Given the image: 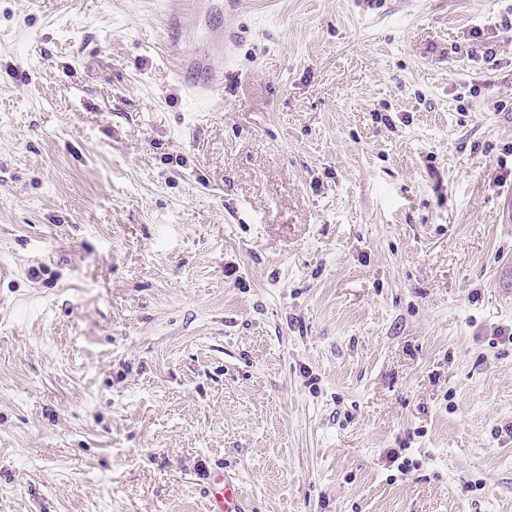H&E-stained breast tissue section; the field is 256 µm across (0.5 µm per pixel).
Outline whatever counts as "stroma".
<instances>
[{
    "label": "stroma",
    "instance_id": "obj_1",
    "mask_svg": "<svg viewBox=\"0 0 512 512\" xmlns=\"http://www.w3.org/2000/svg\"><path fill=\"white\" fill-rule=\"evenodd\" d=\"M160 2L0 0V512H512V0ZM199 2L176 0L169 3L167 11L161 19L163 48L170 56L175 57L179 64L176 68L179 81L185 82L184 71L195 69L200 77L193 80V87L201 96L220 93L224 89V55L219 53L205 57V61L191 59L182 49L181 35L183 30L200 27ZM207 480L208 512H252L239 484L224 470L210 472Z\"/></svg>",
    "mask_w": 512,
    "mask_h": 512
}]
</instances>
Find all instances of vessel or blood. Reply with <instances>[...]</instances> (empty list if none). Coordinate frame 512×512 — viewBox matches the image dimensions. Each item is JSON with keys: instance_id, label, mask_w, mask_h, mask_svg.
<instances>
[{"instance_id": "obj_1", "label": "vessel or blood", "mask_w": 512, "mask_h": 512, "mask_svg": "<svg viewBox=\"0 0 512 512\" xmlns=\"http://www.w3.org/2000/svg\"><path fill=\"white\" fill-rule=\"evenodd\" d=\"M200 26V11L197 0H171L161 19L163 48L178 61L177 73L197 70L199 76L193 86L202 96L220 93L224 89V57L217 54L198 61L186 56L182 49L183 30H193ZM209 502L208 512H251L239 484L224 470H216L208 475L205 491Z\"/></svg>"}]
</instances>
